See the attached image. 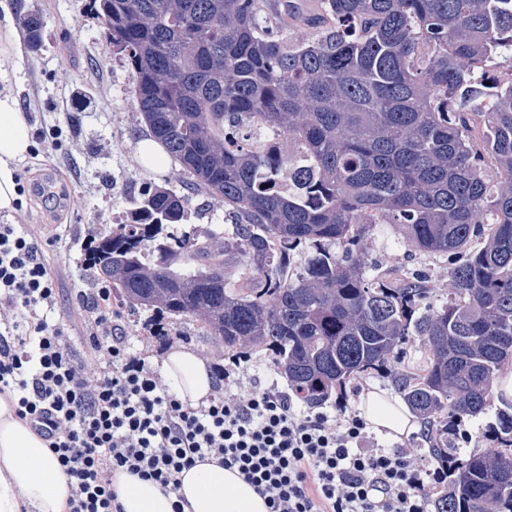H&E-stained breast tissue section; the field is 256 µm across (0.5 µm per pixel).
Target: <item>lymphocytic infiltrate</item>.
Segmentation results:
<instances>
[{
    "label": "lymphocytic infiltrate",
    "instance_id": "1",
    "mask_svg": "<svg viewBox=\"0 0 512 512\" xmlns=\"http://www.w3.org/2000/svg\"><path fill=\"white\" fill-rule=\"evenodd\" d=\"M57 281L41 241L0 224V395L74 483L64 512H122L117 473L173 493L183 470L204 461L237 470L268 512H428L421 470L366 447L358 416L339 429L271 388L224 396L238 382L230 366L217 369L207 404H184L115 333L107 287L82 299L96 329L77 357L63 329L38 315L55 307Z\"/></svg>",
    "mask_w": 512,
    "mask_h": 512
}]
</instances>
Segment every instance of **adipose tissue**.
I'll list each match as a JSON object with an SVG mask.
<instances>
[{"mask_svg": "<svg viewBox=\"0 0 512 512\" xmlns=\"http://www.w3.org/2000/svg\"><path fill=\"white\" fill-rule=\"evenodd\" d=\"M31 127L10 91H0V212L18 210L15 170L31 151ZM166 384L184 403L195 407L214 393L211 362L196 350L176 347L162 362ZM358 410L371 431L400 439L419 427L415 415L386 389H363ZM113 487L123 512H172L175 499L185 512H267L264 498L237 471L200 462L181 474L176 493L127 473ZM72 486L43 442L16 419L0 398V512H63Z\"/></svg>", "mask_w": 512, "mask_h": 512, "instance_id": "adipose-tissue-1", "label": "adipose tissue"}]
</instances>
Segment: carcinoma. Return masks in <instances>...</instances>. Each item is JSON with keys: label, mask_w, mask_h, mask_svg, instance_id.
I'll return each instance as SVG.
<instances>
[{"label": "carcinoma", "mask_w": 512, "mask_h": 512, "mask_svg": "<svg viewBox=\"0 0 512 512\" xmlns=\"http://www.w3.org/2000/svg\"><path fill=\"white\" fill-rule=\"evenodd\" d=\"M125 53L149 131L224 201L231 236L188 245L189 197L143 194L88 260L130 307L196 317L235 352L264 344L288 388L322 405L346 379L398 357L405 403L436 427L444 468L434 512H512V411L500 447H448V418L482 413L512 361V0H313L310 38L284 33L296 0H89ZM45 19L27 14L31 47ZM288 137V151L228 133ZM287 178L282 193L269 182ZM449 260L448 302L426 304L422 273L366 276L377 225ZM484 245L471 249L475 238ZM233 266L238 279L216 272Z\"/></svg>", "instance_id": "carcinoma-1"}]
</instances>
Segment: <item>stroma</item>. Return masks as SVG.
Instances as JSON below:
<instances>
[{"mask_svg": "<svg viewBox=\"0 0 512 512\" xmlns=\"http://www.w3.org/2000/svg\"><path fill=\"white\" fill-rule=\"evenodd\" d=\"M5 2L9 15L0 16V26L9 21L16 29H23L24 16L35 7L43 11L47 22L41 48H23L19 65L0 74V88L13 92L36 135L27 161L17 170L26 188L17 223L45 225L52 236L44 255L58 267L60 277L58 302L49 318L69 321L78 307L77 293H93L103 284L95 269L84 263L83 241L107 235L116 224L129 219L146 190L163 187L188 195L183 231L224 237L232 227L223 203L194 191L191 176L177 162L154 170L138 161L147 127L137 110L127 62L106 39L89 0ZM368 261L383 271L396 267L404 273L424 272L431 288L429 303L438 306L447 302L446 259L408 247L399 228L370 235ZM112 323L125 336L131 352L156 369L165 350L173 346L195 349L219 365L228 356L223 344L206 334L193 318L159 316L143 308L118 306ZM429 355L428 346L419 337H410L398 360L349 379L341 397L349 409H356L363 388L376 384L396 389V373L404 367H421ZM239 378L245 387L258 381L282 393L288 390L285 377L262 345L251 346ZM500 409L494 401L483 413L458 419L460 431H468L469 436L454 438V445L467 452L497 448L499 441L492 427ZM366 445L395 449L427 469L436 467L424 431L402 441L374 433Z\"/></svg>", "mask_w": 512, "mask_h": 512, "instance_id": "1", "label": "stroma"}]
</instances>
